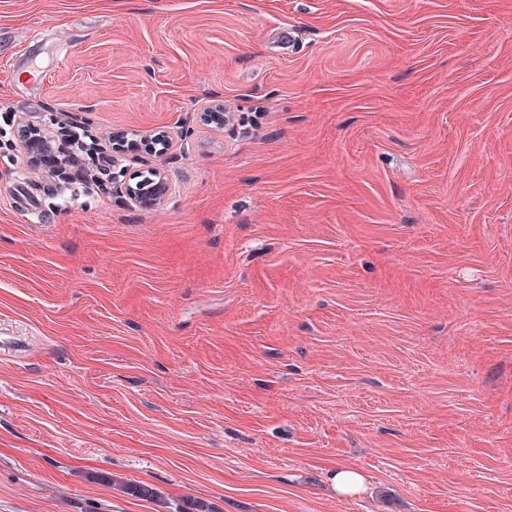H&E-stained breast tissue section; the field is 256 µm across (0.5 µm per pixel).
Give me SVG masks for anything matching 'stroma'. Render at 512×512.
<instances>
[{"label": "stroma", "mask_w": 512, "mask_h": 512, "mask_svg": "<svg viewBox=\"0 0 512 512\" xmlns=\"http://www.w3.org/2000/svg\"><path fill=\"white\" fill-rule=\"evenodd\" d=\"M199 500L512 512V0H0V512ZM59 130L51 129L43 124H35L27 122L18 133V142L21 151L31 157H35L34 153H39L50 147L52 141H55L57 133L67 132L66 127H58ZM61 130V132H60ZM150 176H145L134 186L127 184L124 187L127 196L141 209H153L161 205L165 201L168 191L166 182L159 170L152 169ZM336 489L341 493L355 492L363 484L361 475L349 467H341L330 476Z\"/></svg>", "instance_id": "35a3bbf8"}]
</instances>
